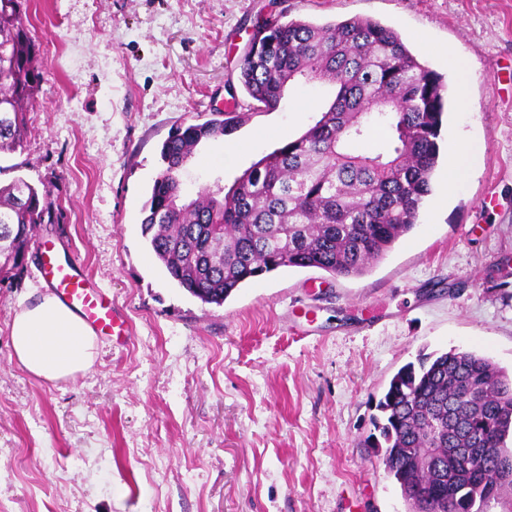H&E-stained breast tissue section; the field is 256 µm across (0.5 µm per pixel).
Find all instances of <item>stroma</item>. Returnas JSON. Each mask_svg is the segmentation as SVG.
Segmentation results:
<instances>
[{
	"instance_id": "35a3bbf8",
	"label": "stroma",
	"mask_w": 512,
	"mask_h": 512,
	"mask_svg": "<svg viewBox=\"0 0 512 512\" xmlns=\"http://www.w3.org/2000/svg\"><path fill=\"white\" fill-rule=\"evenodd\" d=\"M355 17L466 91L448 100L417 226L362 276L283 268L202 304L141 234L161 143L236 102L248 150L228 166L211 141L181 172L191 197L232 185L331 96L297 86L253 110L237 81L255 25ZM27 25L43 79L0 185L48 193L58 219L35 244L77 258L134 335L100 340L74 380L37 379L8 328L42 285L37 258L0 288V512H409L364 443L389 380L452 348L512 372V0H32ZM462 137L483 160L451 194Z\"/></svg>"
}]
</instances>
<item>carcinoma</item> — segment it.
Masks as SVG:
<instances>
[{
	"label": "carcinoma",
	"mask_w": 512,
	"mask_h": 512,
	"mask_svg": "<svg viewBox=\"0 0 512 512\" xmlns=\"http://www.w3.org/2000/svg\"><path fill=\"white\" fill-rule=\"evenodd\" d=\"M28 0H0V153L23 146L26 103L42 80L24 17ZM244 54L239 81L256 108L274 112L298 85L333 98L295 139L266 154L232 186L217 178L193 199L180 172L198 146L237 129L234 111L174 126L143 208L142 235L171 280L222 306L247 281L281 268L362 276L415 227L439 159L447 87L400 35L370 18L315 24L266 21ZM379 136L383 149L362 145ZM54 223L47 195L22 177L0 186V283L21 280L31 234ZM385 471L411 512H484L512 493V376L488 358L451 349L408 363L377 403ZM439 431L435 468L411 452ZM452 448H472L469 469ZM439 469L448 480L441 482Z\"/></svg>",
	"instance_id": "carcinoma-1"
}]
</instances>
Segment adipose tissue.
<instances>
[{
  "instance_id": "obj_1",
  "label": "adipose tissue",
  "mask_w": 512,
  "mask_h": 512,
  "mask_svg": "<svg viewBox=\"0 0 512 512\" xmlns=\"http://www.w3.org/2000/svg\"><path fill=\"white\" fill-rule=\"evenodd\" d=\"M9 330L16 361L39 379L68 380L89 371L95 362L96 336L51 292L19 304Z\"/></svg>"
}]
</instances>
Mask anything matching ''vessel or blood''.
Instances as JSON below:
<instances>
[{
  "instance_id": "vessel-or-blood-1",
  "label": "vessel or blood",
  "mask_w": 512,
  "mask_h": 512,
  "mask_svg": "<svg viewBox=\"0 0 512 512\" xmlns=\"http://www.w3.org/2000/svg\"><path fill=\"white\" fill-rule=\"evenodd\" d=\"M43 272L55 295L78 313L99 336H130L128 321L120 317L111 297L92 287L78 271V262L47 259Z\"/></svg>"
}]
</instances>
